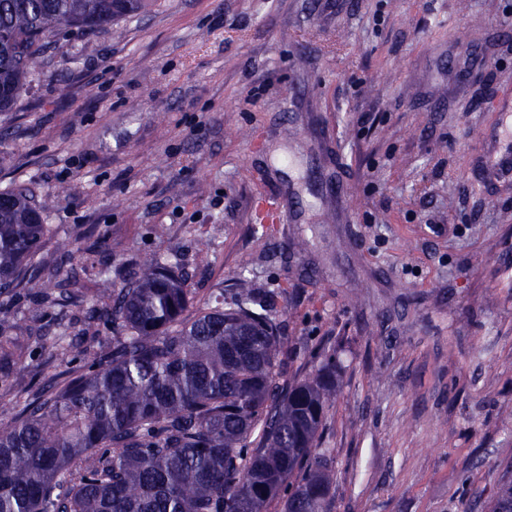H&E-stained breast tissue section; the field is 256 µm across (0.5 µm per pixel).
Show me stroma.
Returning a JSON list of instances; mask_svg holds the SVG:
<instances>
[{"mask_svg": "<svg viewBox=\"0 0 512 512\" xmlns=\"http://www.w3.org/2000/svg\"><path fill=\"white\" fill-rule=\"evenodd\" d=\"M507 88L512 0H150L57 28L0 113V192L56 194L38 256L73 294L0 295L27 351L0 421L81 374L52 346L111 345L85 295L162 255L199 303L268 293L285 376L340 350L330 512H486L512 467V185L477 168Z\"/></svg>", "mask_w": 512, "mask_h": 512, "instance_id": "1", "label": "stroma"}]
</instances>
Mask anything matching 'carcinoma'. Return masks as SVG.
<instances>
[{
    "mask_svg": "<svg viewBox=\"0 0 512 512\" xmlns=\"http://www.w3.org/2000/svg\"><path fill=\"white\" fill-rule=\"evenodd\" d=\"M145 6L0 0V112L40 70L53 29L102 27ZM54 196L38 201L25 184L0 192V295L69 298L50 288L60 267L29 272ZM186 282L179 266L152 256L91 299L88 318L112 329V350L83 339L57 347L59 362L80 358L87 372L0 422V512H267L273 502L281 512H330L333 461L318 439L339 388L338 352L317 348L312 370L284 384L282 321L268 297L243 280L230 300L189 315ZM13 329L0 321L4 368L25 354ZM487 512H512V475Z\"/></svg>",
    "mask_w": 512,
    "mask_h": 512,
    "instance_id": "cac0c4a2",
    "label": "carcinoma"
}]
</instances>
